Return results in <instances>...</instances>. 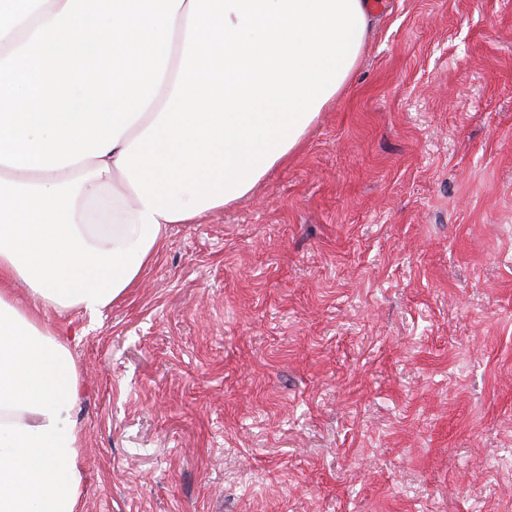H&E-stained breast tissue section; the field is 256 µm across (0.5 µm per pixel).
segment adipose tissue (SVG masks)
<instances>
[{
    "mask_svg": "<svg viewBox=\"0 0 512 512\" xmlns=\"http://www.w3.org/2000/svg\"><path fill=\"white\" fill-rule=\"evenodd\" d=\"M370 25L368 0H185L163 108L75 176L0 163V512H79L81 383L41 312L100 315L167 225L246 199L344 89Z\"/></svg>",
    "mask_w": 512,
    "mask_h": 512,
    "instance_id": "1",
    "label": "adipose tissue"
}]
</instances>
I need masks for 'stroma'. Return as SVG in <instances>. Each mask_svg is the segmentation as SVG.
Wrapping results in <instances>:
<instances>
[{"instance_id":"obj_1","label":"stroma","mask_w":512,"mask_h":512,"mask_svg":"<svg viewBox=\"0 0 512 512\" xmlns=\"http://www.w3.org/2000/svg\"><path fill=\"white\" fill-rule=\"evenodd\" d=\"M347 87L102 315L81 512H512V0H382Z\"/></svg>"}]
</instances>
